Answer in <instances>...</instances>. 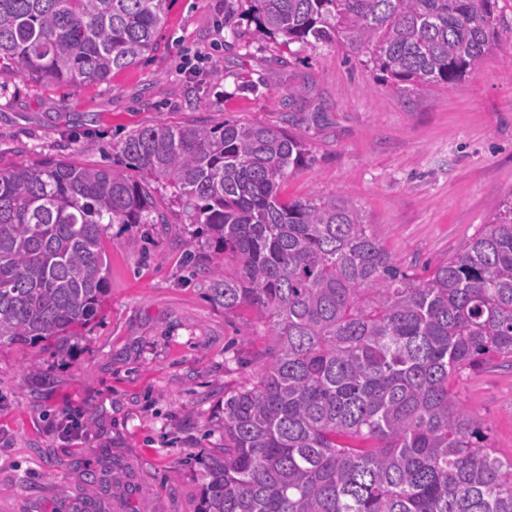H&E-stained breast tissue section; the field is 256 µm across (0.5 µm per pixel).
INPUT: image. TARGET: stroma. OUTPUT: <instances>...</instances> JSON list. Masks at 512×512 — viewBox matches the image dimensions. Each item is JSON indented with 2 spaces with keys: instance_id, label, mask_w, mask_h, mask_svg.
I'll return each instance as SVG.
<instances>
[{
  "instance_id": "1",
  "label": "stroma",
  "mask_w": 512,
  "mask_h": 512,
  "mask_svg": "<svg viewBox=\"0 0 512 512\" xmlns=\"http://www.w3.org/2000/svg\"><path fill=\"white\" fill-rule=\"evenodd\" d=\"M164 11L158 52L110 82L0 84V169L51 157L108 167L121 140L160 122L280 127L308 148L283 199H352L419 273L512 197V43L459 83L414 93L346 62L340 47H244L218 29L224 0H165ZM188 54L202 58L198 74L180 73ZM298 85L308 106L284 107ZM157 207L162 223L106 229L104 309L66 356L0 346V512H197L198 458L220 439L224 390L260 373L271 339L249 309L209 301L186 255L229 274L234 263L168 195ZM459 391L498 454L512 457V370L483 366ZM71 411L81 436L58 429Z\"/></svg>"
}]
</instances>
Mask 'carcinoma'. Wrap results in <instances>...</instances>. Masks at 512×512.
<instances>
[{
  "mask_svg": "<svg viewBox=\"0 0 512 512\" xmlns=\"http://www.w3.org/2000/svg\"><path fill=\"white\" fill-rule=\"evenodd\" d=\"M163 2L0 0V79L108 82L154 52ZM224 28L335 45L421 93L512 42L498 0H224ZM118 153L110 167L0 169V344L66 354L103 308L105 225L154 223L160 187L236 264L232 277L190 266L209 299L274 337L260 376L224 390L199 512H512V458L456 389L486 364L512 367V198L421 276L351 199L281 198L308 153L284 129L158 124Z\"/></svg>",
  "mask_w": 512,
  "mask_h": 512,
  "instance_id": "carcinoma-1",
  "label": "carcinoma"
}]
</instances>
